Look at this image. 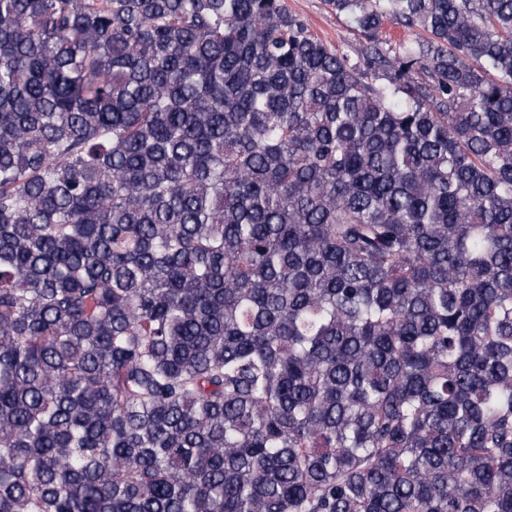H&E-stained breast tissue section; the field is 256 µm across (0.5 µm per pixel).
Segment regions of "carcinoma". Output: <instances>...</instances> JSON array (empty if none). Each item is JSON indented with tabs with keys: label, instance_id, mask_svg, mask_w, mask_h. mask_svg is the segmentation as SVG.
<instances>
[{
	"label": "carcinoma",
	"instance_id": "1",
	"mask_svg": "<svg viewBox=\"0 0 512 512\" xmlns=\"http://www.w3.org/2000/svg\"><path fill=\"white\" fill-rule=\"evenodd\" d=\"M325 2L0 0V512H512V0ZM288 9L302 15L312 32L333 46L347 50L359 42V32L353 30L343 18L336 17L324 0H284Z\"/></svg>",
	"mask_w": 512,
	"mask_h": 512
}]
</instances>
